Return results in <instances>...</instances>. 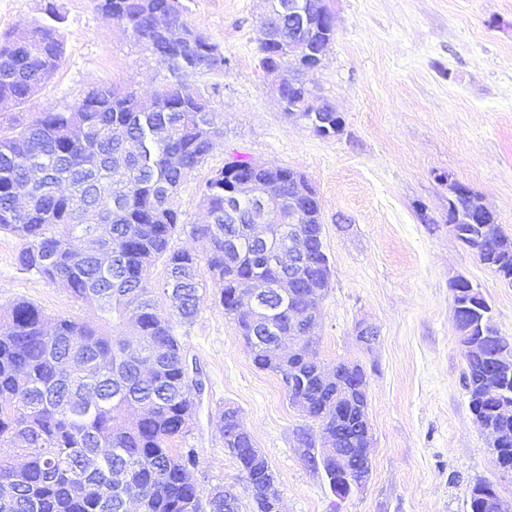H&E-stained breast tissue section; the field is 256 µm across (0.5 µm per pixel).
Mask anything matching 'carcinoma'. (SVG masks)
Returning <instances> with one entry per match:
<instances>
[{
  "label": "carcinoma",
  "mask_w": 512,
  "mask_h": 512,
  "mask_svg": "<svg viewBox=\"0 0 512 512\" xmlns=\"http://www.w3.org/2000/svg\"><path fill=\"white\" fill-rule=\"evenodd\" d=\"M94 2L101 12L112 10V20L167 67L172 81L146 100L105 84L72 102L34 105V119L0 134V232L23 241L17 265L112 316L111 329L103 331L52 318L18 300L0 317V445L23 460L20 476L15 461H0V512H126L129 501L140 512H243L226 487L203 493L193 475V452L172 448L195 413L174 324L191 321L199 311L202 261L219 286L224 314L250 345L255 367L277 376L289 399L307 406L308 417L338 449L339 463L318 470L330 492L348 497L371 471L367 375L360 364L338 362L333 376L323 377L325 366L315 352L320 324L305 336L291 321L299 307L319 308L331 284L320 202L303 201L293 225L252 224L251 198L236 183L247 177L249 192L256 193L267 179H276L286 206L293 169L232 160L201 190L208 221L192 232L207 242L204 258L173 249L181 223L174 197L224 133L219 113L207 99L186 91V81L227 60L220 45L188 21L180 0ZM265 2L270 28L259 47L265 73L297 65L298 39H308L313 53L327 54L336 30L326 22L322 0H297L313 21L307 29L293 25L289 0ZM45 12L47 21L29 28L24 40L14 34L0 38V112L33 105L62 62V16L52 2ZM155 16L182 28L178 50H167L163 34L150 24ZM283 111L310 126L319 115L336 122L334 107L306 87L287 88ZM128 138L146 142L150 156L127 155ZM90 156L99 160L92 171L85 166ZM173 156L179 164L171 163ZM31 161L43 169L37 183L28 177ZM21 197L27 198L22 209ZM482 206L481 195L467 188L452 199L448 223L480 264L512 276V239L499 225L481 220ZM290 233L301 234L310 261L293 271L272 264ZM104 236L112 245L110 268L96 257ZM160 260L165 277L156 285L151 269ZM290 276L293 294L269 288ZM158 290L169 300L167 317L157 310ZM450 291L456 302L474 310L463 313L465 318L477 321L491 308L476 287L452 283ZM490 330L487 350L465 356L463 386L470 410L502 435V447L491 449L496 466L512 472V464L499 463L512 454V411H499L504 402L512 405V339L493 324ZM75 356L91 366L62 376L57 365ZM217 422L224 448L252 488V512H279L276 476L266 457L253 451L238 410H219ZM101 444L112 449L111 456L85 470L84 460Z\"/></svg>",
  "instance_id": "carcinoma-1"
}]
</instances>
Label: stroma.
Masks as SVG:
<instances>
[{
	"instance_id": "obj_1",
	"label": "stroma",
	"mask_w": 512,
	"mask_h": 512,
	"mask_svg": "<svg viewBox=\"0 0 512 512\" xmlns=\"http://www.w3.org/2000/svg\"><path fill=\"white\" fill-rule=\"evenodd\" d=\"M189 20L220 44L223 74L188 82L224 121L203 165L174 199L183 227L171 246L204 254L193 235L204 223L205 181L232 159L296 169L315 188L332 265L317 351L327 366L357 362L369 375L373 468L347 498L333 496L305 459L301 429L317 422L292 405L279 379L257 369L249 347L201 272L196 317L174 326L203 390L196 415L174 441L193 449L202 490L230 486L242 504L251 489L219 432V409L237 408L279 484L280 512H469V487L495 483L512 498V474L498 469L462 387L465 360L449 284L462 275L512 338V288L480 264L448 228L446 183L478 192L512 237V0H326L336 40L305 82L344 120L320 137L293 122L259 65L264 0H180ZM46 0H0V35L46 18ZM65 57L38 94L42 105L111 83L154 94L171 75L93 0H57ZM22 242L0 233V314L26 300L47 315L99 323V311L15 261ZM377 329L367 347L357 328Z\"/></svg>"
}]
</instances>
